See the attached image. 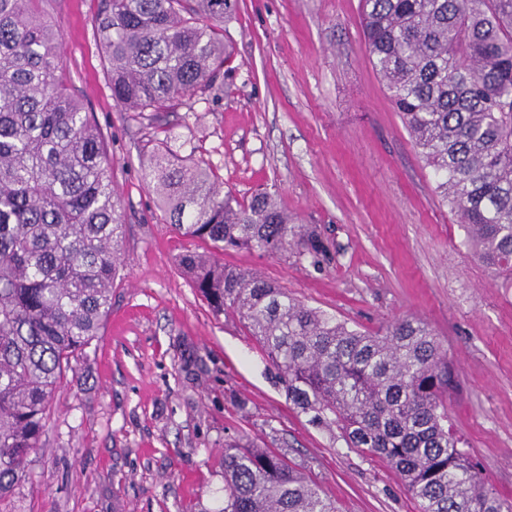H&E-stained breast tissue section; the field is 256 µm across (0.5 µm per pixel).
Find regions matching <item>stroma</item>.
I'll return each instance as SVG.
<instances>
[{"mask_svg":"<svg viewBox=\"0 0 512 512\" xmlns=\"http://www.w3.org/2000/svg\"><path fill=\"white\" fill-rule=\"evenodd\" d=\"M101 0H40L64 78L102 130L126 224L125 266L98 338L54 392L13 512H219L224 440L286 454L339 512H418L382 460L346 447L288 403L238 316H213L178 265L206 245L167 224L143 153L191 138L238 197L277 194L330 257L225 252L305 305L375 332L424 320L452 366L448 416L512 503V286L464 243L455 213L368 58L359 0H239L232 70L167 128L115 106L93 19Z\"/></svg>","mask_w":512,"mask_h":512,"instance_id":"1","label":"stroma"}]
</instances>
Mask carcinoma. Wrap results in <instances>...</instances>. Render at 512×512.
<instances>
[{"mask_svg": "<svg viewBox=\"0 0 512 512\" xmlns=\"http://www.w3.org/2000/svg\"><path fill=\"white\" fill-rule=\"evenodd\" d=\"M39 0H0V512L41 446L52 395L100 334L124 264L105 138L62 76ZM238 0H104L94 20L116 105L150 123L217 85ZM370 62L474 256L512 276V0H360ZM160 147L146 177L181 234L179 265L215 315L231 310L309 422L385 461L420 512H512L460 448L441 398L446 354L421 319L353 329L215 257L327 258L275 194L239 199L195 158ZM218 512H338L282 455L224 443Z\"/></svg>", "mask_w": 512, "mask_h": 512, "instance_id": "obj_1", "label": "carcinoma"}]
</instances>
